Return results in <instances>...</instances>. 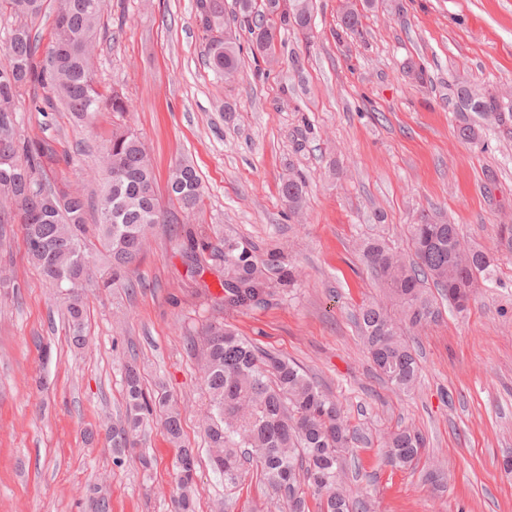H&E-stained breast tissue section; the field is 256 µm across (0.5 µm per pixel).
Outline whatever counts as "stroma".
I'll return each instance as SVG.
<instances>
[{"label": "stroma", "mask_w": 512, "mask_h": 512, "mask_svg": "<svg viewBox=\"0 0 512 512\" xmlns=\"http://www.w3.org/2000/svg\"><path fill=\"white\" fill-rule=\"evenodd\" d=\"M311 37L282 33L273 58L243 49L238 73L216 75L195 0H106L94 45L96 79L122 92L125 115L93 125L65 106L45 114L18 104L19 137L48 141L51 184L100 194L103 142L127 127L151 158L165 224L153 225L129 287L83 283L87 343L68 341L57 288L29 259L20 224L0 239V512H90L106 485L112 512H171L176 452L160 423L137 456L114 464L105 432L125 411L124 367L145 391L167 395L183 443L198 449L195 512H286L255 467L232 492L209 465L201 420L207 396L191 337L224 320L264 350L299 365L341 405L362 439L346 455L345 482L370 512H512V128L485 125L460 138L448 102L457 75L512 105V0H311ZM363 32L338 36L345 9ZM421 66L416 78L413 66ZM193 165L198 208L170 201L176 162ZM301 172L305 207L290 212L282 177ZM458 225L463 242L492 253L489 281L468 310L440 302L438 321L404 331L421 368L408 392L376 373L356 325L360 307L383 300L362 246L384 240L411 258L421 215ZM209 246L191 258L179 235ZM276 256L292 269L269 305L222 308L224 242ZM415 429L427 451L407 468L386 465L382 437Z\"/></svg>", "instance_id": "obj_1"}]
</instances>
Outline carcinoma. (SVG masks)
<instances>
[{
  "label": "carcinoma",
  "mask_w": 512,
  "mask_h": 512,
  "mask_svg": "<svg viewBox=\"0 0 512 512\" xmlns=\"http://www.w3.org/2000/svg\"><path fill=\"white\" fill-rule=\"evenodd\" d=\"M105 0H55L54 37L45 60L37 58L38 45L26 19L37 17L43 0H0V14L16 21L6 49L10 63L0 67V193L18 204L27 253L42 278L66 292L65 319L70 340L81 346L86 305L79 287L90 270L86 239L93 234L110 257L106 288L128 285L127 272L142 250V238L152 224L164 222L151 159L140 138L118 128L105 145L107 165L99 200V218L86 223L83 195L57 190L43 182V158L52 153L43 139H18L14 128L18 102L29 95L31 110L46 113L54 102L64 104L81 120L94 117L104 101L112 112L129 111L124 97L114 91L104 95L88 77L89 50L96 38ZM234 21L246 28L253 49L269 54L277 36L290 27L305 38L312 33L310 0H236ZM195 20L206 39L205 62L217 74L236 73L241 44L224 38V0H196ZM454 111L459 113L458 133L477 142L482 125H504L512 107L495 94L473 87L458 75L453 89ZM306 180L299 172L282 180L280 193L292 211L305 204ZM171 199L185 210L194 209L201 197L196 170L178 163L168 180ZM412 261L378 240L368 242L364 257L380 278L399 315L388 306L370 303L361 308L357 326L365 340L375 370L402 391L414 386L420 367L403 327H418L434 320L438 311L427 295V282L441 291L457 310L466 309L479 279H489L494 258L489 253L462 249L455 224H439L423 216L411 226ZM273 260H262L253 250L224 240V306L244 308L267 303ZM205 361L203 381L208 395V416L203 420L212 468L224 476L225 487L238 484L245 463L254 461L263 482L288 505V512H310L308 495L315 496L317 512H369L363 499L350 500L344 487V452L357 440L340 405L289 361L257 347L230 326L214 321L203 331ZM126 409L112 425L106 440L115 460L133 450L136 438L154 415L135 366L125 369ZM163 426L174 443L181 438L180 414L166 410ZM386 462L406 468L417 461L425 439L407 429L389 433L383 441ZM195 479L178 483L175 512H193Z\"/></svg>",
  "instance_id": "cac0c4a2"
}]
</instances>
